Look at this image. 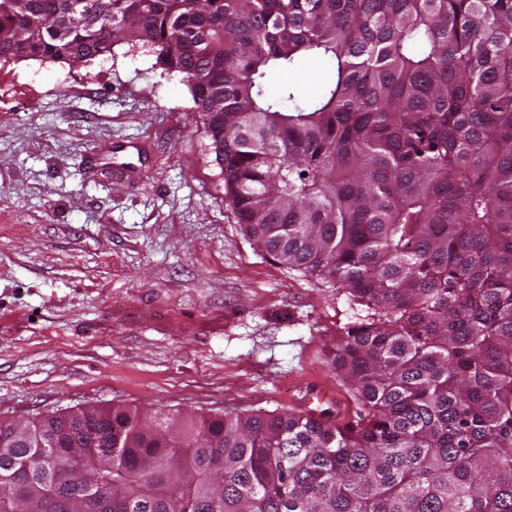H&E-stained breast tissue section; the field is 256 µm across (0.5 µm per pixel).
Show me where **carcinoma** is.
<instances>
[{"mask_svg":"<svg viewBox=\"0 0 512 512\" xmlns=\"http://www.w3.org/2000/svg\"><path fill=\"white\" fill-rule=\"evenodd\" d=\"M120 43L189 88L245 235L346 295L356 417L0 420V512H512V0H0V65ZM304 61L318 93H266Z\"/></svg>","mask_w":512,"mask_h":512,"instance_id":"carcinoma-1","label":"carcinoma"}]
</instances>
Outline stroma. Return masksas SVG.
Returning a JSON list of instances; mask_svg holds the SVG:
<instances>
[{
	"label": "stroma",
	"mask_w": 512,
	"mask_h": 512,
	"mask_svg": "<svg viewBox=\"0 0 512 512\" xmlns=\"http://www.w3.org/2000/svg\"><path fill=\"white\" fill-rule=\"evenodd\" d=\"M0 72V419L354 411L330 365L345 296L244 235L191 93L154 53ZM133 139L150 154L114 177Z\"/></svg>",
	"instance_id": "obj_1"
}]
</instances>
